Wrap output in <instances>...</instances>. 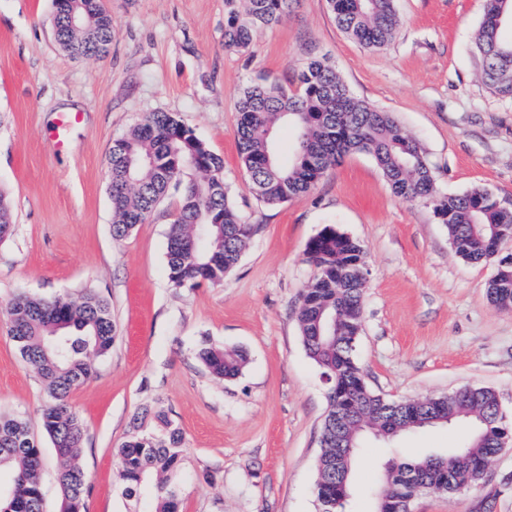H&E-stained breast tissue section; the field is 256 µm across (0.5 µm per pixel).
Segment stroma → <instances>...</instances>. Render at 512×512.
<instances>
[{
  "instance_id": "1",
  "label": "stroma",
  "mask_w": 512,
  "mask_h": 512,
  "mask_svg": "<svg viewBox=\"0 0 512 512\" xmlns=\"http://www.w3.org/2000/svg\"><path fill=\"white\" fill-rule=\"evenodd\" d=\"M104 4L108 52L75 59L54 38L53 0H0V186L11 193L15 225L0 243V310L21 293L49 299L90 288L117 324L95 376L69 397L86 430L84 512H126L117 450L145 406L164 410L183 435L173 478L182 512H318L327 385L296 312L313 277L305 245L327 227L368 255L356 361L369 387L392 400L487 387L512 420V309L487 299L493 264L458 257L431 208L396 198L364 154L336 163L307 197L265 205L249 189L235 136L246 85L295 86L307 59L324 56L356 97L390 112L426 149L442 193L483 187L512 199V100L481 82L474 49L486 0H394L398 26L381 50L343 34L326 0H297L242 52L224 46V0ZM149 112L175 114L223 158L229 196L254 228L223 283H170L176 195L130 236L112 238V142ZM68 115L73 123L61 125ZM206 338L245 352L238 378L219 381L196 359ZM47 400L0 314V413L40 434L43 512H62L54 449L40 433ZM465 434L456 423L392 441L367 437L349 512H372L392 448L441 452ZM412 512H512V446L477 488L424 493Z\"/></svg>"
}]
</instances>
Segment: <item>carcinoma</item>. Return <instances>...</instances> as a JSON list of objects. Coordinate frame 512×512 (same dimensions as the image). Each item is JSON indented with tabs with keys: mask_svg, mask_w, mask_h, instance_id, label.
Here are the masks:
<instances>
[{
	"mask_svg": "<svg viewBox=\"0 0 512 512\" xmlns=\"http://www.w3.org/2000/svg\"><path fill=\"white\" fill-rule=\"evenodd\" d=\"M338 28L368 49L391 40L394 0H326ZM294 0H224V46L245 50L256 29L281 22ZM68 8L84 15L74 29L64 13L54 15L58 44L72 57H91L112 41V14L103 0H72ZM512 15V0H487L476 41L483 79L497 95L512 99V41L500 37ZM238 157L250 190L270 206L310 194L327 170L350 152L370 156L390 189L406 201L432 207L445 226L455 253L473 262H491L494 273L487 296L499 308H512V254L501 253L512 228V207L480 187L462 194L441 193L423 148L393 117L355 97L326 57L310 59L296 92L277 83L250 84L237 103ZM280 124L297 131L295 158L280 162L274 132ZM107 187L112 203V238L122 240L145 223L169 191L180 192V206L167 231V267L171 284L192 288L201 281L221 283L239 263L254 229L243 222L224 182L223 159L212 152L174 114L149 112L134 129L112 143ZM14 232L12 203L0 189V242ZM304 258L314 269L305 286L297 322L308 357L330 378L329 389L348 393L355 416L343 444L336 442V402L328 397L322 423L315 495L319 512H346L352 497L351 473L367 433L386 439L427 427L466 422L467 438L449 452L410 455L395 449L384 466L375 512H410L412 502L430 490L443 494L476 487L501 451L500 439L512 435L495 393L467 387L450 396L388 400L363 383L355 359L362 334L366 266L362 245L332 227L310 239ZM9 333L21 358L34 367L50 401L41 416L58 462L63 512H82L86 477L77 463L85 426L68 401L89 380L95 361L112 348L117 326L106 299L93 290L79 297L52 299L21 294L6 309ZM200 361L220 380L237 378L244 353L204 342ZM122 495L133 512H180L170 483L182 463V433L167 417L148 407L134 419L133 432L118 450ZM43 448L18 416L0 415V512H42L38 471Z\"/></svg>",
	"mask_w": 512,
	"mask_h": 512,
	"instance_id": "cac0c4a2",
	"label": "carcinoma"
}]
</instances>
